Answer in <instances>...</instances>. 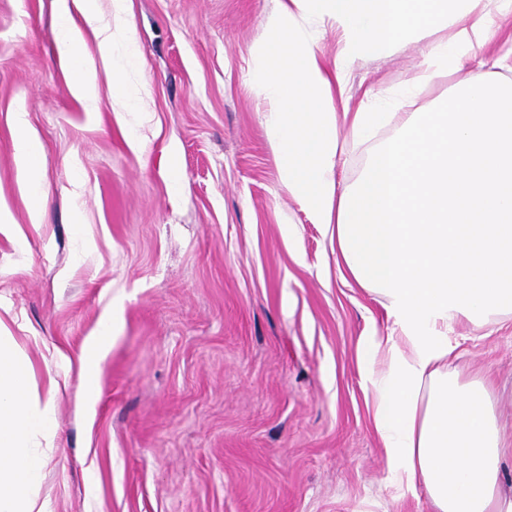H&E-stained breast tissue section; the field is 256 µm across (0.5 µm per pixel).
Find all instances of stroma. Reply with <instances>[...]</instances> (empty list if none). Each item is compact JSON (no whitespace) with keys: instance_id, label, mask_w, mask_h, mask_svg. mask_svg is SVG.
I'll use <instances>...</instances> for the list:
<instances>
[{"instance_id":"35a3bbf8","label":"stroma","mask_w":512,"mask_h":512,"mask_svg":"<svg viewBox=\"0 0 512 512\" xmlns=\"http://www.w3.org/2000/svg\"><path fill=\"white\" fill-rule=\"evenodd\" d=\"M61 0H0V315L45 390L56 378L49 512H432L396 499L357 359L386 333L380 298L340 273L326 225L281 182L253 79L278 0H128L145 85L99 106L57 47ZM427 41L350 65L346 95L397 93ZM43 152L40 203L15 157V114ZM97 398L78 356L103 323ZM466 376L494 386L512 440V316L449 333Z\"/></svg>"}]
</instances>
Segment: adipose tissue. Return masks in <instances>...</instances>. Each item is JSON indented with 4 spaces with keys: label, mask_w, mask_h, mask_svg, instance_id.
I'll return each instance as SVG.
<instances>
[{
    "label": "adipose tissue",
    "mask_w": 512,
    "mask_h": 512,
    "mask_svg": "<svg viewBox=\"0 0 512 512\" xmlns=\"http://www.w3.org/2000/svg\"><path fill=\"white\" fill-rule=\"evenodd\" d=\"M512 21V0H279L254 73L270 105L266 136L281 180L317 224L332 226L336 257L380 297L387 334L364 337L359 367L371 392L398 497L425 493L433 512H512L501 487L511 449L500 433L485 380L453 367L448 331L459 320L481 327L512 314V77L487 54ZM340 34V61L326 66L315 28ZM58 47L76 74L78 93L95 94L79 33L68 14ZM436 38L409 79L414 91L443 74L464 73L443 110L388 111L367 103L350 116L354 137L396 122L373 150L361 178L338 180L344 152L336 99L345 67L386 58L412 33ZM16 158L31 197L41 192L37 141L24 112L15 115ZM111 326L90 336L79 358L84 392L96 396ZM32 364L13 336L0 333V512H47L39 496L51 461L40 440L56 427L53 397L31 386Z\"/></svg>",
    "instance_id": "1"
}]
</instances>
